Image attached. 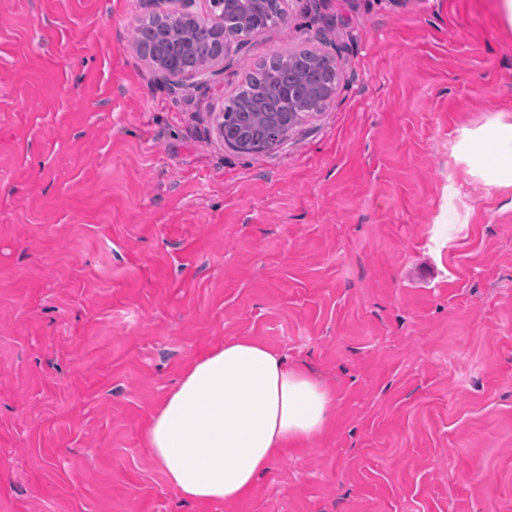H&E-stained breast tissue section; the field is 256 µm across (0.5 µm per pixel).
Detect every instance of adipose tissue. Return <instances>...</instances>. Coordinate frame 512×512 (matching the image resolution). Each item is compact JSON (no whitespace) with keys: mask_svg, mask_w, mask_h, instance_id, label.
I'll return each mask as SVG.
<instances>
[{"mask_svg":"<svg viewBox=\"0 0 512 512\" xmlns=\"http://www.w3.org/2000/svg\"><path fill=\"white\" fill-rule=\"evenodd\" d=\"M488 181L512 182V125L488 127L474 147ZM333 399L284 357L250 338L198 358L153 411L146 442L183 499L230 503L271 462L326 424Z\"/></svg>","mask_w":512,"mask_h":512,"instance_id":"1","label":"adipose tissue"}]
</instances>
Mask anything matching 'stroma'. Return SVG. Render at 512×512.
<instances>
[{"instance_id": "35a3bbf8", "label": "stroma", "mask_w": 512, "mask_h": 512, "mask_svg": "<svg viewBox=\"0 0 512 512\" xmlns=\"http://www.w3.org/2000/svg\"><path fill=\"white\" fill-rule=\"evenodd\" d=\"M496 4L291 0L174 92L142 0H0V512H512V184L464 151L512 124ZM300 47L336 57L329 106L271 153L224 146L225 98ZM240 337L333 411L249 496L196 504L145 428ZM159 24L148 16L140 20L134 30V39L146 57L156 58L160 55L157 33ZM186 35L174 36L164 44L161 59L151 60V72L156 74L155 80L163 83L171 90H184L193 86V81L201 76L197 71H188L176 65V61L189 49Z\"/></svg>"}]
</instances>
